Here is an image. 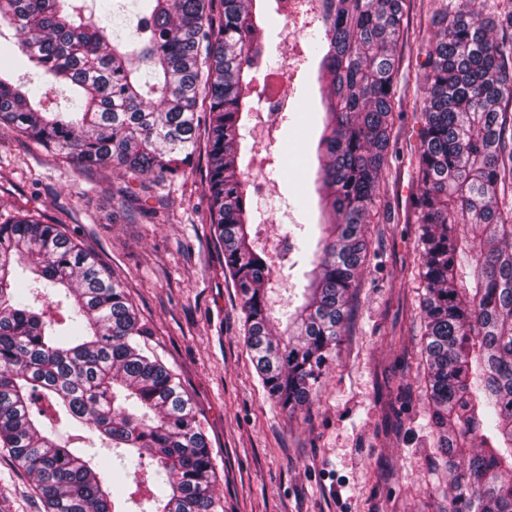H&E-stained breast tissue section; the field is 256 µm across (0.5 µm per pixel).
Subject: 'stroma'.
Returning a JSON list of instances; mask_svg holds the SVG:
<instances>
[{
	"mask_svg": "<svg viewBox=\"0 0 512 512\" xmlns=\"http://www.w3.org/2000/svg\"><path fill=\"white\" fill-rule=\"evenodd\" d=\"M444 0H405L398 44V91L412 99L425 52L440 30ZM304 17L266 39L252 99L262 120V87L287 53L298 64L285 83L295 106L273 137L242 139L241 179L261 203L257 242L268 254L280 300L302 288L301 269L278 257V240L316 221L314 179L321 123L316 59ZM414 112L397 119L389 146L386 209L369 225L367 264L346 332L309 407L287 414L266 395L243 343L241 298L212 240L207 199L195 170L161 183L145 214L114 208L123 188L110 169L89 171L0 130V223L26 204L58 220L127 291L151 330L147 348L180 378L216 463L224 512H444L432 473L426 381L418 367L417 191L411 163L421 142ZM0 493L10 512H42L31 478L0 451Z\"/></svg>",
	"mask_w": 512,
	"mask_h": 512,
	"instance_id": "35a3bbf8",
	"label": "stroma"
}]
</instances>
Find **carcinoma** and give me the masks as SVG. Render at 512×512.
Returning a JSON list of instances; mask_svg holds the SVG:
<instances>
[{"label": "carcinoma", "instance_id": "obj_1", "mask_svg": "<svg viewBox=\"0 0 512 512\" xmlns=\"http://www.w3.org/2000/svg\"><path fill=\"white\" fill-rule=\"evenodd\" d=\"M473 0L423 64L413 199L420 254L419 364L433 470L448 512H512V0L483 21ZM308 34L323 109L315 193L321 220L302 303L273 323V276L253 245L238 176L251 114L263 0H0V40H18L30 76L0 70V127L131 185L152 186L206 155L209 224L238 289L244 344L268 397L310 404L345 331L385 209L404 0H317ZM73 92L66 110L52 95ZM125 288L94 256L25 211L0 224V447L34 482L42 512H219L215 464L190 395L142 345ZM67 422V438L55 426ZM112 449L123 495L78 447Z\"/></svg>", "mask_w": 512, "mask_h": 512}]
</instances>
